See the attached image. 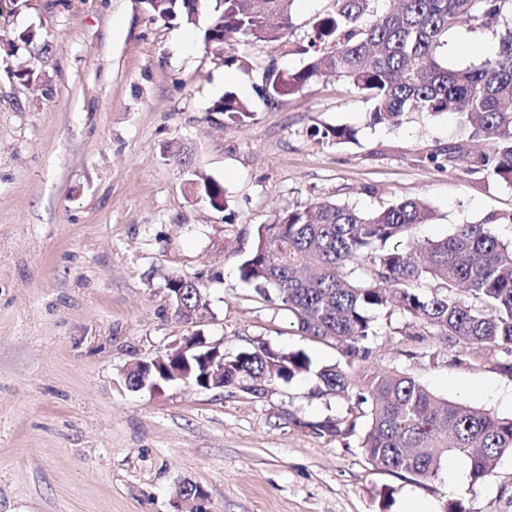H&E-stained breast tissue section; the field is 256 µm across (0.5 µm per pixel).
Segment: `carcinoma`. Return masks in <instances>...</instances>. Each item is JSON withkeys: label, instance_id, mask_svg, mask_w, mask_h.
<instances>
[{"label": "carcinoma", "instance_id": "carcinoma-1", "mask_svg": "<svg viewBox=\"0 0 512 512\" xmlns=\"http://www.w3.org/2000/svg\"><path fill=\"white\" fill-rule=\"evenodd\" d=\"M294 0H149L152 17L196 27L201 15L205 47L222 49L244 40L280 42L294 27ZM512 0H334V11L315 19L307 33V63L295 71L269 68L260 96L274 105L327 75L343 79L371 105L374 121L402 123L412 114L453 112L461 134L422 160L466 162L479 179L512 184V26L499 34L494 55L478 65L451 69L443 53L448 31L468 23L499 24ZM331 49H326V46ZM211 111L245 123L248 104L232 92ZM319 143L355 139L350 127L315 128ZM215 210L227 206L223 185L201 177L195 186ZM434 219L419 199H403L373 211L332 202L290 209L262 224L238 264L241 281L273 295L305 335L333 342L344 363L313 367L303 351L265 343L224 360V386L256 395L302 374L317 379L319 396L355 397L368 417L362 438L376 468L430 480L441 456L467 459L475 481L490 475L512 452V418H499L436 395L407 372L360 375L353 358L367 353L377 332L370 312L396 307L413 322L469 356L501 352L499 370L512 377V243L491 231L512 224V213L457 224L439 240H421L419 224ZM173 305L206 304L203 285L177 277L167 283ZM315 427L350 434L354 422L327 418Z\"/></svg>", "mask_w": 512, "mask_h": 512}]
</instances>
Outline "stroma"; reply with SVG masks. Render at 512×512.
Wrapping results in <instances>:
<instances>
[{
    "instance_id": "1",
    "label": "stroma",
    "mask_w": 512,
    "mask_h": 512,
    "mask_svg": "<svg viewBox=\"0 0 512 512\" xmlns=\"http://www.w3.org/2000/svg\"><path fill=\"white\" fill-rule=\"evenodd\" d=\"M333 8L296 0L283 42H235L243 62L227 65L199 30L151 19L139 0H0V512H176L186 481L209 512H441L450 500L512 512V453L479 481L461 457L428 481L379 470L361 446L365 418L344 437L317 429L349 417L352 401L316 395L311 375L262 395L124 384L127 367L191 330L169 309L177 276L203 283L200 328L225 356L264 342L317 366L340 361L335 344L306 336L238 277V251L284 211L417 198L435 214L415 229L426 240L512 212V186L423 161L457 135L455 115L374 126L362 94L333 76L275 105L259 97L268 67L304 65L300 44ZM498 41L495 28L450 30L449 67L480 62ZM228 91L250 102L247 125L212 112ZM326 126L354 128L355 142L318 143L310 131ZM196 172L224 185L226 210L196 197ZM373 316L360 371H406L512 417L497 355L461 363L402 311Z\"/></svg>"
}]
</instances>
